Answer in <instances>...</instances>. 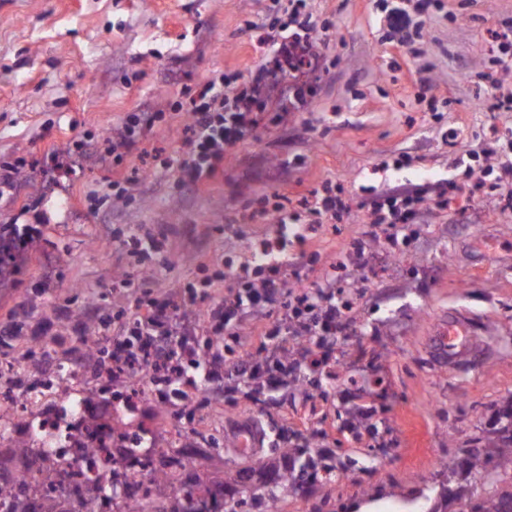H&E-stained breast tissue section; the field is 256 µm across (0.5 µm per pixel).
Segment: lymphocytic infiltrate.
Returning a JSON list of instances; mask_svg holds the SVG:
<instances>
[{
  "instance_id": "1",
  "label": "lymphocytic infiltrate",
  "mask_w": 512,
  "mask_h": 512,
  "mask_svg": "<svg viewBox=\"0 0 512 512\" xmlns=\"http://www.w3.org/2000/svg\"><path fill=\"white\" fill-rule=\"evenodd\" d=\"M266 77V71L255 73L248 92L241 95L236 94L232 81H225L211 102L191 109L185 140L188 150L176 160L180 180L202 184L223 171L225 157L244 141L257 122L252 105L261 94ZM274 302L279 303L281 314L262 328L261 337L312 336L317 353L282 344L276 355L232 363L222 350L216 349L209 356L207 378L225 379L237 385L251 382L285 393L295 390L307 374L319 372L322 361L331 354L346 327L344 312L324 289L289 287L280 264L266 266L264 277L255 281L234 276L232 288L223 301L211 308L208 321L215 333L232 340L237 336L236 323L244 306L261 308ZM133 325L142 341L133 350L127 339H114L115 373L134 372L155 380L179 382L186 374V363L195 360L197 354L187 341V328L173 304H151L146 315L134 318Z\"/></svg>"
}]
</instances>
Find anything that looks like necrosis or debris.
Listing matches in <instances>:
<instances>
[{
    "label": "necrosis or debris",
    "instance_id": "necrosis-or-debris-1",
    "mask_svg": "<svg viewBox=\"0 0 512 512\" xmlns=\"http://www.w3.org/2000/svg\"><path fill=\"white\" fill-rule=\"evenodd\" d=\"M49 387L32 385L26 391L0 394V441L10 440L16 426H23L34 447L61 467L56 495L73 499L85 493L90 480L108 485L115 507L140 502L143 512H151L154 497L148 470L139 465L116 466L112 462L113 444L142 448L152 442L156 427H138L113 432L105 423L90 418L83 398V371L74 365H51ZM95 443L93 457L83 453Z\"/></svg>",
    "mask_w": 512,
    "mask_h": 512
}]
</instances>
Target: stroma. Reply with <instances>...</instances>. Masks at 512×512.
<instances>
[{
  "mask_svg": "<svg viewBox=\"0 0 512 512\" xmlns=\"http://www.w3.org/2000/svg\"><path fill=\"white\" fill-rule=\"evenodd\" d=\"M322 35L311 62L270 79L257 124L204 186L179 183L189 96L210 80L249 77L274 57L287 0H0V161L16 164L0 188V227L32 238L0 277V343L23 325L28 342L61 363L83 330L73 315L105 306L100 348L85 353L92 408L112 426L150 424L188 409L146 397L135 414L111 413L94 375L135 302L185 299L200 358L211 335L206 303L222 299L225 270L276 234V217L303 228L288 239V284L321 285L340 267L354 305L329 360L334 377L280 404L247 387L207 390L199 411L220 432L241 420L288 429L353 463L349 479L288 489L280 512H455L440 489L469 486L447 464L483 447L493 416L512 400V208L494 189L512 163V46L489 32L512 28V0H438L412 49L383 20L385 0H307ZM154 125L128 145L130 116ZM124 157L113 172V156ZM490 184L471 195L467 180ZM450 206L436 205L449 181ZM350 199L327 222L303 202L324 183ZM426 203L411 236L389 244L371 226L375 199ZM154 236L156 255L134 241ZM472 320L487 346L458 368L435 361L429 342L448 314ZM200 485L242 497L228 475L240 460L220 435L184 434Z\"/></svg>",
  "mask_w": 512,
  "mask_h": 512,
  "instance_id": "obj_1",
  "label": "stroma"
}]
</instances>
